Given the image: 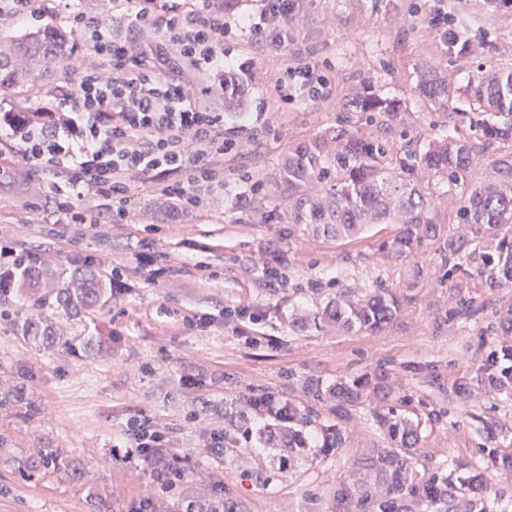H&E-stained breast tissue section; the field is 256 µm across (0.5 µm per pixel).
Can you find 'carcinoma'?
Wrapping results in <instances>:
<instances>
[{
    "label": "carcinoma",
    "mask_w": 512,
    "mask_h": 512,
    "mask_svg": "<svg viewBox=\"0 0 512 512\" xmlns=\"http://www.w3.org/2000/svg\"><path fill=\"white\" fill-rule=\"evenodd\" d=\"M67 43V36L47 25L23 39L0 48V88L32 80L57 56V48ZM445 63L429 61L420 69L419 89L439 103L449 97L452 75L444 72ZM245 80L232 74L224 77V112L241 114ZM469 110L463 112L473 134L485 142L512 146V71L484 72L473 78L466 97ZM356 108L366 114L373 125L403 123L397 103L370 95L358 98ZM472 147L466 140L452 136L432 141L420 151H404L392 142L366 137L343 122L332 132L288 146L279 164V176L288 183V232L296 229L314 236L344 240L357 236L372 224H396V233L382 240L378 250L386 257L400 260L414 254L423 239L438 234L428 194L422 192L416 175L423 172L440 176L448 185L460 189L456 210V227L448 232L445 257L448 273L465 279H478L486 287L512 288V151H507L481 172L473 169ZM111 299L106 279L94 267L77 269L70 283L54 299L41 306L54 312L61 310L77 317L95 307H104ZM400 303L386 288L363 292L340 288L312 317H297L292 326L301 331L310 323L333 325L341 332L379 331L396 319ZM18 333L30 341L50 346L55 337L52 315L41 320L22 319ZM503 357L492 352L489 366L496 368L487 377L488 384L507 388L512 385V346L502 348ZM365 381L340 383L334 394L341 408L362 404ZM372 409V418L394 437L406 442L413 434L412 424L385 407L383 388ZM288 423L261 432L269 448H286L279 458L278 469L294 465V450L306 445L297 427L307 424V414L288 404ZM252 415L237 410L228 415L229 426L249 436ZM149 460L158 463L164 475L180 478L181 471L168 459L164 448H154ZM377 462L392 468L394 482L384 488L379 502L381 512L392 504L394 494L412 497L431 505L445 504V512H454L457 491L440 490L441 481L430 478L416 485L408 478L406 458L382 452ZM184 512H233L219 502L188 501Z\"/></svg>",
    "instance_id": "obj_1"
}]
</instances>
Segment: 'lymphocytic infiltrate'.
<instances>
[{"instance_id":"obj_1","label":"lymphocytic infiltrate","mask_w":512,"mask_h":512,"mask_svg":"<svg viewBox=\"0 0 512 512\" xmlns=\"http://www.w3.org/2000/svg\"><path fill=\"white\" fill-rule=\"evenodd\" d=\"M296 0H264L252 30L284 43ZM137 34L120 41L100 16L74 15L94 42L77 88L60 89L52 112H0V145L24 166L63 176L69 193L52 198L56 225L86 224L72 200L91 192L107 203L105 221L125 223L132 177L159 179L185 211L224 188L216 157L230 150L224 115L194 103L185 67L224 72L223 0H131ZM43 252L0 244V297L24 288L46 265Z\"/></svg>"}]
</instances>
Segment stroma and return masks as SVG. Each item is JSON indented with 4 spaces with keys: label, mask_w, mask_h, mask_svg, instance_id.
<instances>
[{
    "label": "stroma",
    "mask_w": 512,
    "mask_h": 512,
    "mask_svg": "<svg viewBox=\"0 0 512 512\" xmlns=\"http://www.w3.org/2000/svg\"><path fill=\"white\" fill-rule=\"evenodd\" d=\"M71 9L37 19L0 15V44L53 24L69 28ZM259 0H226L231 30L224 40L226 70L246 78L247 121L224 119V191L185 212L157 185L133 181L126 223L73 230L64 241L52 229L49 174L14 167L0 185V236L43 251L48 264L39 285L0 302V392L21 395L0 409V512H88L103 501L111 512H138L154 494V512H182L187 499L219 498L236 512H377L374 493L383 478L371 468L381 450H397L367 407L340 410L328 390L338 383L383 377L387 402L412 421L418 441L409 474L431 473L465 488L482 512H512V389H478L489 351L505 338L501 318L512 308V288L492 290L449 276L443 241L424 238L415 257L390 260L378 251L394 225L372 227L349 241L289 232L288 185L278 176L288 143L357 122L367 136L386 135L421 147L455 134L473 146L475 166L498 156V145L475 137L459 102L434 105L417 90L419 68L444 58L465 87L476 70H512V10L490 0H296L288 42L272 45L244 27ZM472 52L459 54L462 42ZM68 59L52 62L41 82L0 90V109L16 98L51 107L57 90L74 78ZM311 68L322 95L281 91L286 70ZM400 99L406 129L383 133L362 124L352 101L361 94ZM149 239L171 272L148 281L136 254ZM89 255L103 272L125 270V290L103 308L71 318L57 313L58 343L46 350L20 336L14 317L36 318L38 301L66 287L77 257ZM283 258L278 285L267 267ZM394 290L399 317L371 332L339 333L291 327L342 287ZM469 299L468 314L452 310ZM260 310V322L225 319L235 308ZM207 313L214 323L190 326ZM109 325V347L85 352L77 343ZM474 386L472 398L454 391ZM270 394L311 415L307 437L326 427L342 431L341 447L302 449L288 472L277 470L279 449L254 444L243 463L210 453L206 439L223 429L224 409ZM149 419L168 436L183 478L176 487L157 479L146 461L127 457L131 422ZM55 449L67 471L29 470L40 449Z\"/></svg>",
    "instance_id": "stroma-1"
}]
</instances>
